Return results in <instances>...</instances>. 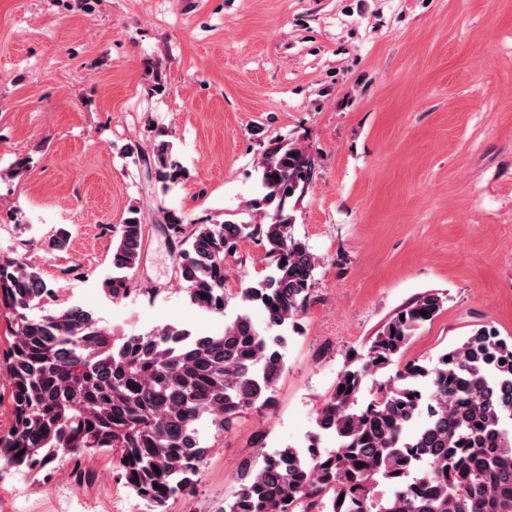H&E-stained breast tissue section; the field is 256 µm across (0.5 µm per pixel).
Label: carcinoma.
<instances>
[{
  "mask_svg": "<svg viewBox=\"0 0 512 512\" xmlns=\"http://www.w3.org/2000/svg\"><path fill=\"white\" fill-rule=\"evenodd\" d=\"M152 158L164 181L186 178L170 142L153 144ZM260 169L249 208L269 223L187 230L175 212L168 220L179 238L178 284L192 304L215 314L227 303L225 257L262 237L272 273L240 289L242 301L263 312L261 324L245 312L219 336L174 325L111 332L78 304L45 309L54 291L41 274L19 256L0 254L10 333L0 365L14 416L0 435V466L36 474L60 454L107 453L149 510L166 512L170 501L193 494L209 454L201 422L229 432L245 413L272 404L285 368L281 332L307 309L319 265L287 213L308 190L314 160L298 144L276 142ZM69 238L61 227L44 247L63 250ZM144 240V216L135 208L115 230L112 274L103 283L115 301L134 291L131 272ZM442 306L436 293L413 298L338 375L315 418L334 448L323 451L315 437L304 449L244 461L237 490L214 512H512V337L485 325L430 362L408 361L378 380ZM368 384L370 398L360 407ZM382 481L392 487L384 501L375 494Z\"/></svg>",
  "mask_w": 512,
  "mask_h": 512,
  "instance_id": "carcinoma-1",
  "label": "carcinoma"
}]
</instances>
